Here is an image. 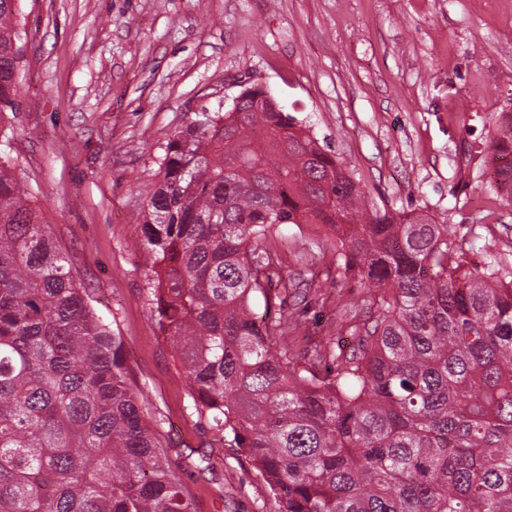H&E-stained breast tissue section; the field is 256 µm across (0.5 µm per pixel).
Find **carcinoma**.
I'll return each mask as SVG.
<instances>
[{
  "label": "carcinoma",
  "instance_id": "obj_1",
  "mask_svg": "<svg viewBox=\"0 0 512 512\" xmlns=\"http://www.w3.org/2000/svg\"><path fill=\"white\" fill-rule=\"evenodd\" d=\"M20 17V0H0V512H195L120 338L14 174ZM259 96L204 108L169 139L141 219L156 321L196 412L278 512H512V265L483 244L475 273L448 225L370 205ZM489 147L512 190V121ZM284 224L334 228L336 278L358 272L376 312L324 375L275 343L288 322L267 294L284 281L270 242Z\"/></svg>",
  "mask_w": 512,
  "mask_h": 512
}]
</instances>
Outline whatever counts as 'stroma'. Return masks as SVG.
I'll return each instance as SVG.
<instances>
[{"mask_svg": "<svg viewBox=\"0 0 512 512\" xmlns=\"http://www.w3.org/2000/svg\"><path fill=\"white\" fill-rule=\"evenodd\" d=\"M16 175L91 304L124 343L144 416L195 512H276L266 483L194 409L154 318L140 217L162 148L201 109L258 84L331 149L380 208L422 209L512 264V204L489 132L512 113V0H22ZM275 288L298 364L366 317L329 276L324 235L287 224Z\"/></svg>", "mask_w": 512, "mask_h": 512, "instance_id": "1", "label": "stroma"}]
</instances>
